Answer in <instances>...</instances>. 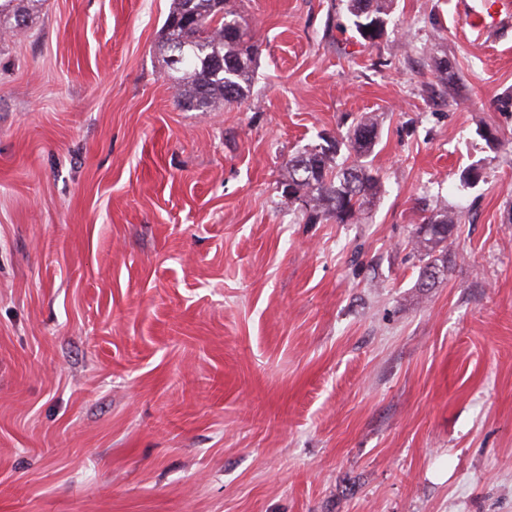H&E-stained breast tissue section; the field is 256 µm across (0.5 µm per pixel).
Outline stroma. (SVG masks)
Listing matches in <instances>:
<instances>
[{
    "instance_id": "obj_1",
    "label": "stroma",
    "mask_w": 512,
    "mask_h": 512,
    "mask_svg": "<svg viewBox=\"0 0 512 512\" xmlns=\"http://www.w3.org/2000/svg\"><path fill=\"white\" fill-rule=\"evenodd\" d=\"M234 3L256 76L208 112L158 50L171 0H44L0 38V512H512V30ZM365 116L380 199L306 222L289 158ZM460 221L458 215L449 212L448 209L432 210L431 214L426 216L423 224L418 227L414 238L413 250L425 261L421 267L419 287L430 286L438 278L439 273L447 269V256L444 252V244L448 241V234ZM429 229L423 232V227ZM442 248V249H440ZM439 252L438 255L436 253Z\"/></svg>"
}]
</instances>
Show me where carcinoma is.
Listing matches in <instances>:
<instances>
[{"label": "carcinoma", "instance_id": "carcinoma-1", "mask_svg": "<svg viewBox=\"0 0 512 512\" xmlns=\"http://www.w3.org/2000/svg\"><path fill=\"white\" fill-rule=\"evenodd\" d=\"M22 0H0V34L28 27L29 9ZM230 0H172L162 26L161 47L167 53L177 103L209 112L220 104L245 100L255 78L258 48L242 28ZM391 0H348L356 31L372 39L383 29ZM378 139L377 123L363 117L345 141L304 151L288 162L282 194L308 222L358 224L380 198L382 184L368 161ZM347 155L340 157L341 147ZM459 217L447 209L431 211L418 227L413 250L424 261L419 287L447 269L442 247Z\"/></svg>", "mask_w": 512, "mask_h": 512}]
</instances>
